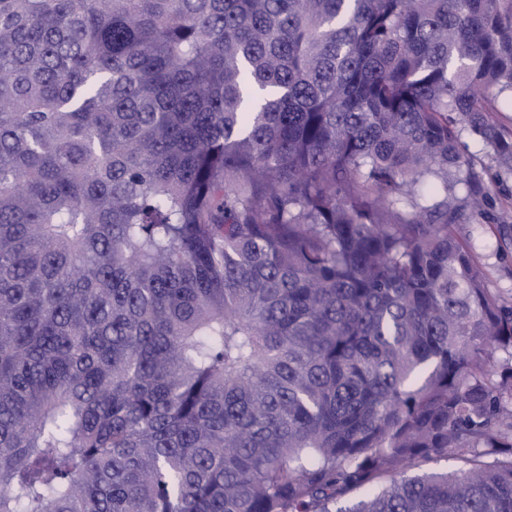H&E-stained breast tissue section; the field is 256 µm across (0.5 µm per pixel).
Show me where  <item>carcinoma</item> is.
I'll list each match as a JSON object with an SVG mask.
<instances>
[{
  "label": "carcinoma",
  "instance_id": "obj_1",
  "mask_svg": "<svg viewBox=\"0 0 512 512\" xmlns=\"http://www.w3.org/2000/svg\"><path fill=\"white\" fill-rule=\"evenodd\" d=\"M509 92L512 0H0V512H512ZM467 154L480 170L486 185L484 207L465 224L462 236L471 247L488 288L512 304V164L486 155L478 138L465 131Z\"/></svg>",
  "mask_w": 512,
  "mask_h": 512
}]
</instances>
